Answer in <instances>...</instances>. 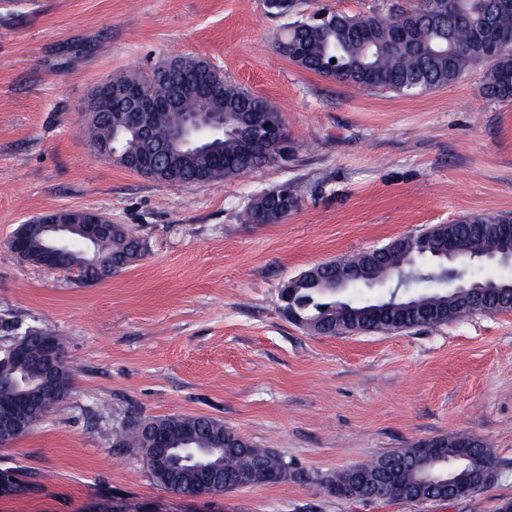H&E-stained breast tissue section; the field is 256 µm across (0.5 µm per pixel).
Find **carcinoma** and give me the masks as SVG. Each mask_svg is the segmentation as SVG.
Here are the masks:
<instances>
[{
    "mask_svg": "<svg viewBox=\"0 0 512 512\" xmlns=\"http://www.w3.org/2000/svg\"><path fill=\"white\" fill-rule=\"evenodd\" d=\"M277 48L296 65L358 88L388 89L405 95L420 94L458 81L473 66H487L485 95L498 101L512 100V0H415L408 8L392 7L384 14L353 17L324 9L313 20L288 24ZM336 63H331V60ZM176 86L180 95L168 110L154 113V145L148 152L128 116L105 112L88 123V141L108 136L122 126L120 147L131 156L150 161L147 175L160 181L209 184L256 171L285 159L282 143L288 134L280 112L265 99L224 81V76L197 58L180 57L149 72L120 76L112 82L142 96L158 90L156 75ZM224 111V135L205 152L170 153L184 117L196 110ZM275 116L278 139L263 145L258 113ZM290 185L275 194L256 196L245 212L249 224H278L297 209ZM488 224H512L511 213L464 216L451 224L434 225L417 235L403 236L385 245L368 261L364 253L341 259L358 271L357 286L398 277L402 269H416L408 286L423 285L411 300L376 305L356 301L336 292V261L312 267L314 273L290 280L283 305L286 318L307 330L336 336L353 333H394L421 327H437L481 306L490 312L512 310V275L495 278L469 276L461 292L442 285V270L421 262H436L448 252V239L470 251L486 252L496 244L483 238ZM27 251L37 263L49 233L43 224H26ZM145 254L140 238L122 224L112 225V237L95 246L98 266L89 268L90 255L73 242L65 266L76 268L85 282H97L119 273ZM15 376L19 384L34 389L40 367L18 363L9 346L0 347V375ZM62 397L33 395L32 420L39 422ZM155 434L168 437L173 453L186 448H207L212 461L224 465V482L237 488L276 484L299 473L279 454L259 448L245 436L207 416L171 415L147 421L135 420L122 427L115 441L124 448H149ZM194 464L182 462L177 471L149 465L154 482L167 491L201 486ZM500 462L488 444L478 437L444 436L419 439L394 449L376 460L323 476V489L338 498L390 500L415 504L464 499L496 477Z\"/></svg>",
    "mask_w": 512,
    "mask_h": 512,
    "instance_id": "carcinoma-1",
    "label": "carcinoma"
}]
</instances>
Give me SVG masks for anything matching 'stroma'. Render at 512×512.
Here are the masks:
<instances>
[{"label": "stroma", "mask_w": 512, "mask_h": 512, "mask_svg": "<svg viewBox=\"0 0 512 512\" xmlns=\"http://www.w3.org/2000/svg\"><path fill=\"white\" fill-rule=\"evenodd\" d=\"M413 0H304L366 16ZM266 0H0V340L58 337L68 395L0 446L26 489L0 512H495L512 498V311L434 328L321 336L282 314L285 282L342 256L464 215L512 213V101L486 68L409 97L308 72L275 42L290 23ZM208 61L282 113L294 151L241 178L157 182L95 158L83 136L95 87L172 57ZM290 185L278 224L240 219ZM107 216L143 239L142 260L89 286L13 254L43 212ZM220 419L306 473L185 499L141 451L115 444L124 416ZM477 436L503 467L468 499H341L319 477L407 443Z\"/></svg>", "instance_id": "35a3bbf8"}]
</instances>
